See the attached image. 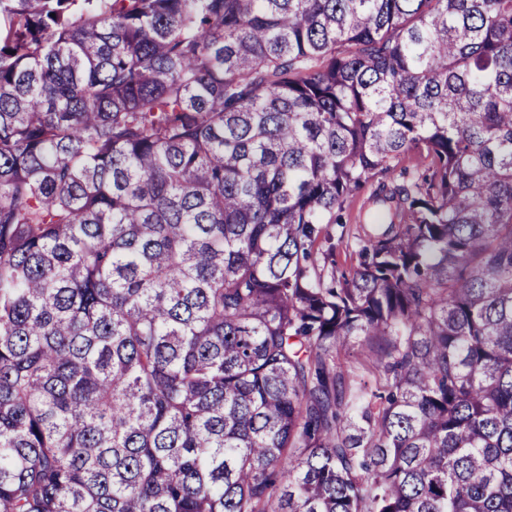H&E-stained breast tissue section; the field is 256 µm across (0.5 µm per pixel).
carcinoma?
<instances>
[{
  "label": "carcinoma",
  "instance_id": "cac0c4a2",
  "mask_svg": "<svg viewBox=\"0 0 512 512\" xmlns=\"http://www.w3.org/2000/svg\"><path fill=\"white\" fill-rule=\"evenodd\" d=\"M0 512H512V0H0ZM371 191L370 184L350 196L342 212L346 224H322V235L316 246L317 258L323 264L322 253L333 248V259L336 262V276L342 272L348 273L357 266L359 257L348 243L353 241V236L359 229V215L363 211L366 199Z\"/></svg>",
  "mask_w": 512,
  "mask_h": 512
}]
</instances>
